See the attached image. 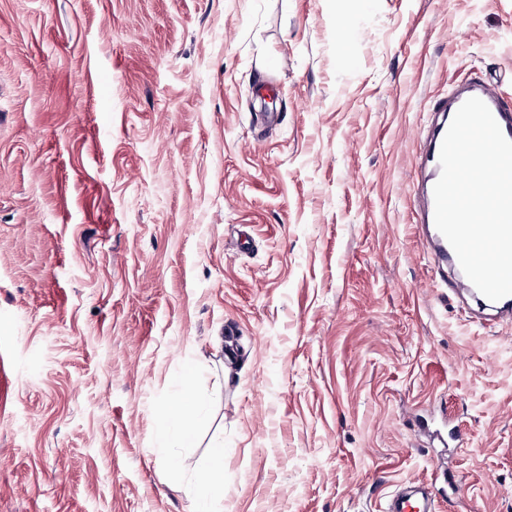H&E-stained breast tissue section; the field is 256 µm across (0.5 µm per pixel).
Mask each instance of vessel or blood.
Wrapping results in <instances>:
<instances>
[{
    "instance_id": "1",
    "label": "vessel or blood",
    "mask_w": 512,
    "mask_h": 512,
    "mask_svg": "<svg viewBox=\"0 0 512 512\" xmlns=\"http://www.w3.org/2000/svg\"><path fill=\"white\" fill-rule=\"evenodd\" d=\"M472 97L480 98L486 103L504 136L512 140V106L504 103L496 89L489 84L481 81L463 83L451 92L449 98L435 103L434 122L427 135L430 172L420 196V202L426 242L437 256L440 266L443 267L457 265L458 259L451 245L435 226L433 188L441 174L440 148L452 115Z\"/></svg>"
}]
</instances>
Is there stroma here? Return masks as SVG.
I'll return each instance as SVG.
<instances>
[{"label":"stroma","instance_id":"stroma-1","mask_svg":"<svg viewBox=\"0 0 512 512\" xmlns=\"http://www.w3.org/2000/svg\"><path fill=\"white\" fill-rule=\"evenodd\" d=\"M463 79L512 0H0V512H512V317L420 224ZM471 97H478L486 103L504 136L512 140V106L504 103L496 89L481 81L458 85L449 98L436 102L432 108L435 118L427 135L430 172L420 196L425 239L438 258L439 269L447 267L449 263L462 272L453 248L435 226L433 188L441 174L439 154L444 136L458 108ZM194 372L186 374L183 386L184 396L172 401L166 407L167 417L170 423L177 429L179 437L185 446H190L195 436V425L201 420V416L192 401ZM208 481L215 495L224 492V448L220 445L212 447L209 455ZM416 494H420V497L423 501V507L418 506L415 502L412 501L413 495L408 494L402 489H398L394 491L386 500L383 512H425L435 510L431 507H428L431 498V492L428 489L418 486Z\"/></svg>","mask_w":512,"mask_h":512}]
</instances>
